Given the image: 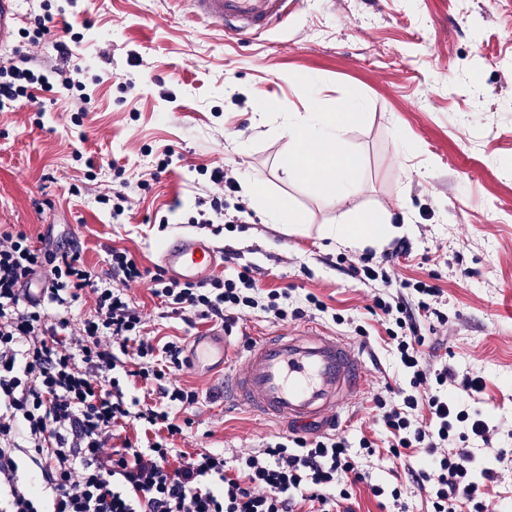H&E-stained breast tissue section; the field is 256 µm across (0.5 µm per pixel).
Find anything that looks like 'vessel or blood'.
Listing matches in <instances>:
<instances>
[{"mask_svg":"<svg viewBox=\"0 0 512 512\" xmlns=\"http://www.w3.org/2000/svg\"><path fill=\"white\" fill-rule=\"evenodd\" d=\"M194 18L240 41L260 37L287 21L303 0H188ZM20 21L14 0H0V44L10 39ZM163 270L183 282L206 281L223 265L224 254L211 241L190 234L162 247ZM230 359L224 397L254 416L300 426L335 412L360 392L366 372L362 358L347 341L324 331L289 334L269 332L230 355L226 336L207 331L193 337L189 362Z\"/></svg>","mask_w":512,"mask_h":512,"instance_id":"vessel-or-blood-1","label":"vessel or blood"}]
</instances>
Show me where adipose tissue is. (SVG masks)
<instances>
[{
  "label": "adipose tissue",
  "mask_w": 512,
  "mask_h": 512,
  "mask_svg": "<svg viewBox=\"0 0 512 512\" xmlns=\"http://www.w3.org/2000/svg\"><path fill=\"white\" fill-rule=\"evenodd\" d=\"M344 131V121L320 118L313 112L306 113L303 120L284 125L283 132L290 142L289 157L284 162L288 178L314 180L324 196L345 201L350 194L347 176L355 168L356 158L344 147ZM405 231V226L386 225L376 215L369 214L358 224L332 229L329 236L338 242L368 244Z\"/></svg>",
  "instance_id": "obj_1"
}]
</instances>
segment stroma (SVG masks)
<instances>
[{"label":"stroma","mask_w":512,"mask_h":512,"mask_svg":"<svg viewBox=\"0 0 512 512\" xmlns=\"http://www.w3.org/2000/svg\"><path fill=\"white\" fill-rule=\"evenodd\" d=\"M15 7L21 22L0 55L52 61L61 38L83 76L73 89L0 109V225L42 236L52 249L77 248L99 274L108 270L107 248L128 250L153 270L174 237L207 238L252 266L259 291L287 289L292 308L312 296L326 307L284 321L246 312L229 330L236 345L313 324L349 339L366 363L355 400L336 418L300 428L225 405L223 372L172 371L200 394L176 448L221 453L234 469L247 449L336 436L362 475L336 512H432L430 493L411 477L422 459H394L377 405L410 391L411 374L374 300L417 304L410 284L421 280L440 290L436 313L417 317L423 363L482 378L489 398L478 408L495 431L471 448L498 475L488 492L499 512H512V0H306L251 44L194 20L180 0ZM47 13L49 38L30 46L28 32ZM311 99L322 112L359 115L344 134L361 157L359 190L340 204L283 173L288 139L280 128ZM167 155L169 171L147 179ZM219 165L248 216L216 233L192 218ZM252 183L288 197L300 224L270 223L246 192ZM121 189L130 200L116 217L108 197ZM368 213L409 230L359 247L328 237ZM347 257L373 267L389 258L402 287L354 278ZM127 293L152 335L186 342L207 326L168 313L150 279Z\"/></svg>","instance_id":"stroma-1"}]
</instances>
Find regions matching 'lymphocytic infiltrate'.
<instances>
[{"label": "lymphocytic infiltrate", "instance_id": "obj_1", "mask_svg": "<svg viewBox=\"0 0 512 512\" xmlns=\"http://www.w3.org/2000/svg\"><path fill=\"white\" fill-rule=\"evenodd\" d=\"M55 50L61 63L48 72L34 56L24 68L0 65V107L31 100L38 90L75 86L80 66L65 41H56ZM108 255L101 278L76 249L54 251L26 232L0 231V512H300L306 501L315 512H335L337 481L358 471L343 439H299L242 453L234 477L223 454H176L174 442L192 421H177L175 412L199 402L197 391L170 379L188 362L185 347L146 335L142 313L126 294L129 283L147 277L172 313L226 327L255 308L280 320L302 316V308H289L287 289L255 296L246 265L193 284L148 274L129 251ZM413 288L416 307L375 301L402 331L397 350L414 388L382 421L397 447L426 459L413 479L431 488L434 512H459L480 493L474 474L495 479L493 469H477L467 447L469 440H488L491 428L460 409L446 388L459 383L475 398L485 385L424 366L415 312L429 310L438 290L420 280ZM86 293L93 307L72 328L69 313ZM136 383L139 398L127 391ZM416 411L423 415L418 424L409 419ZM132 423L142 438L113 446L116 432Z\"/></svg>", "mask_w": 512, "mask_h": 512}]
</instances>
